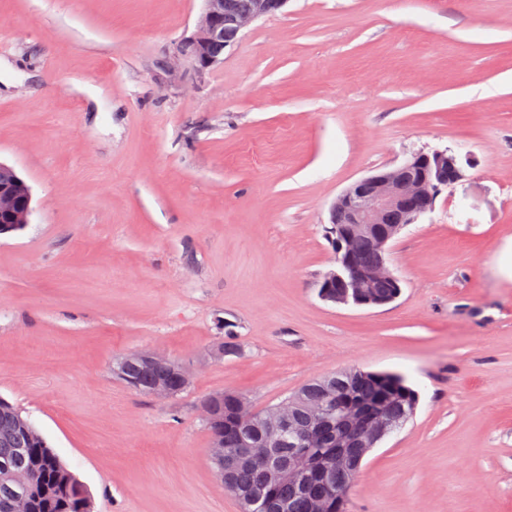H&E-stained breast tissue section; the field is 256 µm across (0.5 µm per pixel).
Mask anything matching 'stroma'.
<instances>
[{"label": "stroma", "mask_w": 512, "mask_h": 512, "mask_svg": "<svg viewBox=\"0 0 512 512\" xmlns=\"http://www.w3.org/2000/svg\"><path fill=\"white\" fill-rule=\"evenodd\" d=\"M203 8L0 0V162L32 192L0 235V398L93 512H240L205 396L265 409L399 372L415 415L346 512H512V0H287L211 68H171ZM436 149L464 175L392 242L400 295L324 301L336 198ZM144 349L192 384L129 388L112 365Z\"/></svg>", "instance_id": "obj_1"}]
</instances>
